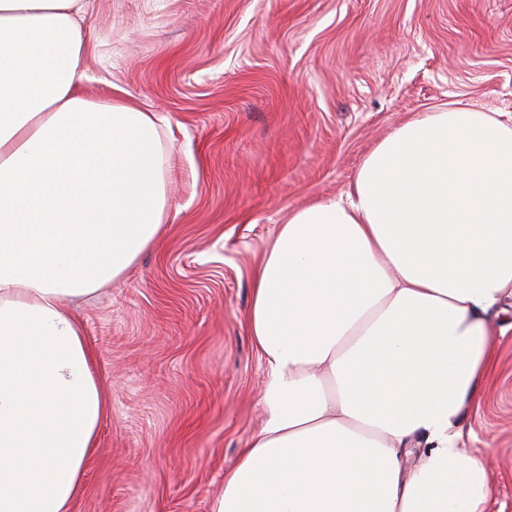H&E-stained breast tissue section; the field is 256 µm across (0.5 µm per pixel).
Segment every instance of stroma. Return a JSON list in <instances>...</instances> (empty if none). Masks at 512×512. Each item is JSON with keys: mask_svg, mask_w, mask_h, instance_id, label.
<instances>
[{"mask_svg": "<svg viewBox=\"0 0 512 512\" xmlns=\"http://www.w3.org/2000/svg\"><path fill=\"white\" fill-rule=\"evenodd\" d=\"M85 91L160 117L165 230L72 305L110 407L71 512H212L263 421L253 277L296 210L346 195L419 113L512 114V0H93ZM461 422L512 512V300Z\"/></svg>", "mask_w": 512, "mask_h": 512, "instance_id": "1", "label": "stroma"}]
</instances>
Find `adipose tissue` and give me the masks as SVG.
Returning a JSON list of instances; mask_svg holds the SVG:
<instances>
[{
  "instance_id": "ef3b65f1",
  "label": "adipose tissue",
  "mask_w": 512,
  "mask_h": 512,
  "mask_svg": "<svg viewBox=\"0 0 512 512\" xmlns=\"http://www.w3.org/2000/svg\"><path fill=\"white\" fill-rule=\"evenodd\" d=\"M87 9L0 0V512H70L108 408L70 304L167 215L154 113L82 89ZM509 298L512 117L422 113L267 249L248 315L265 419L212 512H486L456 425Z\"/></svg>"
}]
</instances>
